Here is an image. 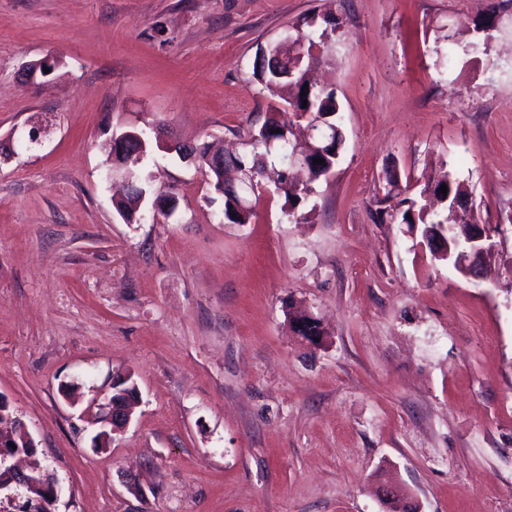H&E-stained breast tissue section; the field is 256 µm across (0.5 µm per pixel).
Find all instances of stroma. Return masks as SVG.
I'll return each mask as SVG.
<instances>
[{"label":"stroma","mask_w":512,"mask_h":512,"mask_svg":"<svg viewBox=\"0 0 512 512\" xmlns=\"http://www.w3.org/2000/svg\"><path fill=\"white\" fill-rule=\"evenodd\" d=\"M328 12L310 65L342 157L297 209L265 181L229 223L162 145L246 151L260 47ZM34 125L0 165V395L55 512H388L392 486L420 512H512V0H0V140ZM132 128L160 129L140 170L179 206L129 224L101 145ZM442 168L504 226L480 277L373 218ZM120 374L139 403L100 449L80 414ZM57 59L46 57L35 61H30L22 66L20 76L25 83L37 84L38 78H45L51 75L56 69ZM44 67L49 68L48 73H44Z\"/></svg>","instance_id":"stroma-1"}]
</instances>
